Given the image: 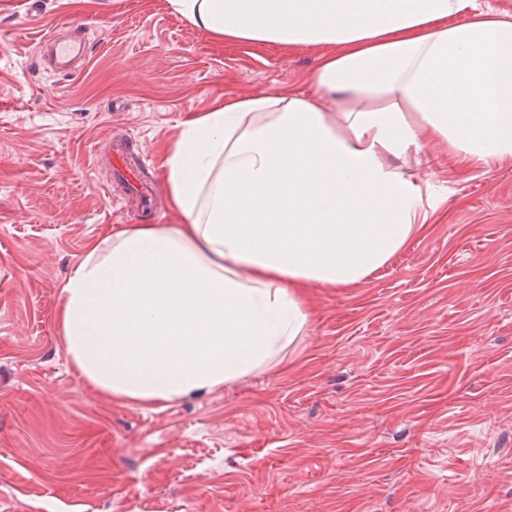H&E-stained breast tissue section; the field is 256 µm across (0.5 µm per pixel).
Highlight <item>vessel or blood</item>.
<instances>
[{"instance_id":"b4317fda","label":"vessel or blood","mask_w":512,"mask_h":512,"mask_svg":"<svg viewBox=\"0 0 512 512\" xmlns=\"http://www.w3.org/2000/svg\"><path fill=\"white\" fill-rule=\"evenodd\" d=\"M90 57L89 41L83 27L71 29L68 36H50L45 40L40 54L43 66L58 75L72 76L79 72ZM111 170L121 178V193L113 194L114 203L123 205L131 197L149 199L152 184L144 174V160L135 158L130 137H109L101 147Z\"/></svg>"}]
</instances>
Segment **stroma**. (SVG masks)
I'll use <instances>...</instances> for the list:
<instances>
[{"label":"stroma","instance_id":"stroma-1","mask_svg":"<svg viewBox=\"0 0 512 512\" xmlns=\"http://www.w3.org/2000/svg\"><path fill=\"white\" fill-rule=\"evenodd\" d=\"M0 0V512H512V159L424 168L437 213L352 288L315 286L282 360L148 408L89 390L61 288L112 229L173 224L113 205L99 146L160 164L183 121L306 89L319 49L243 45L166 0ZM83 25L86 69L36 56Z\"/></svg>","mask_w":512,"mask_h":512}]
</instances>
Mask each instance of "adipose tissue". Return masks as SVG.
Here are the masks:
<instances>
[{
  "instance_id": "1",
  "label": "adipose tissue",
  "mask_w": 512,
  "mask_h": 512,
  "mask_svg": "<svg viewBox=\"0 0 512 512\" xmlns=\"http://www.w3.org/2000/svg\"><path fill=\"white\" fill-rule=\"evenodd\" d=\"M168 6L232 42L321 54L308 90L186 119L164 159L179 223L115 231L62 286L72 366L148 407L249 375L300 335L308 288L388 265L432 221L426 146L460 164L512 158V16L478 0Z\"/></svg>"
}]
</instances>
